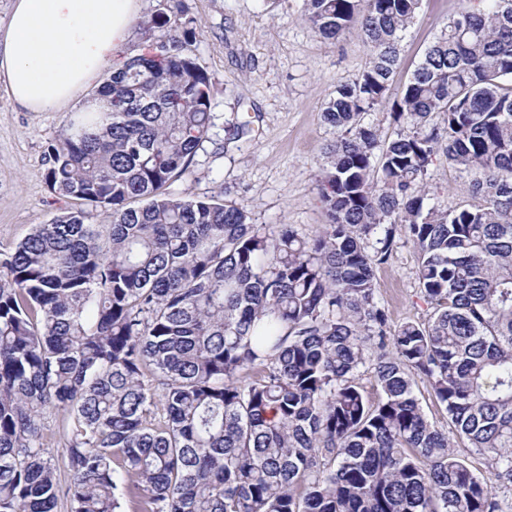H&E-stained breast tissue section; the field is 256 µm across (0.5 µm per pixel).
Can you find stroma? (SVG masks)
<instances>
[{
	"instance_id": "stroma-1",
	"label": "stroma",
	"mask_w": 512,
	"mask_h": 512,
	"mask_svg": "<svg viewBox=\"0 0 512 512\" xmlns=\"http://www.w3.org/2000/svg\"><path fill=\"white\" fill-rule=\"evenodd\" d=\"M185 4L197 21L194 53L212 81L215 120L173 192L203 196L220 190L243 206L253 223L273 231L287 224L313 235L328 221L319 181L326 150L341 136L340 129L323 122L320 109L337 84L353 80L368 61L357 30L333 41L319 37L301 17V0ZM465 6L485 9L489 2L423 0L400 43L392 92L400 91L448 19ZM94 93L87 88L57 112H25L0 90V251L13 248L62 207L45 181L48 148L68 114ZM245 120L249 133L233 137V125ZM428 181L432 202L453 209L473 200L470 176L450 167L443 155L433 158ZM417 270L416 251L396 233L392 251L375 270L390 327L430 315Z\"/></svg>"
}]
</instances>
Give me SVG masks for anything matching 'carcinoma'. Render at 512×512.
Instances as JSON below:
<instances>
[{"label": "carcinoma", "instance_id": "carcinoma-1", "mask_svg": "<svg viewBox=\"0 0 512 512\" xmlns=\"http://www.w3.org/2000/svg\"><path fill=\"white\" fill-rule=\"evenodd\" d=\"M464 9L395 97L422 0H302L369 61L323 120L329 223L275 235L223 192L170 191L209 138L211 78L179 2L166 32L73 112L46 183L77 200L0 251V512H55L45 415L61 420L71 512H502L512 489V0ZM405 127L380 143L363 115ZM442 115V122L433 116ZM443 154L477 204L425 206ZM403 229L425 323L392 329L375 268ZM380 388L368 402L360 373ZM427 379L475 474L426 417ZM414 391L421 403L428 419L434 422L439 428L448 431V438L455 444L457 451L467 462L469 467L476 473L488 472V460L486 455L475 452L472 448L466 447L464 442L455 435V430L443 407H440L432 398L427 382L422 376H415Z\"/></svg>", "mask_w": 512, "mask_h": 512}]
</instances>
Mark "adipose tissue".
Segmentation results:
<instances>
[{
  "label": "adipose tissue",
  "mask_w": 512,
  "mask_h": 512,
  "mask_svg": "<svg viewBox=\"0 0 512 512\" xmlns=\"http://www.w3.org/2000/svg\"><path fill=\"white\" fill-rule=\"evenodd\" d=\"M142 0H13L0 24V87L29 112H54L122 65Z\"/></svg>",
  "instance_id": "ef3b65f1"
}]
</instances>
